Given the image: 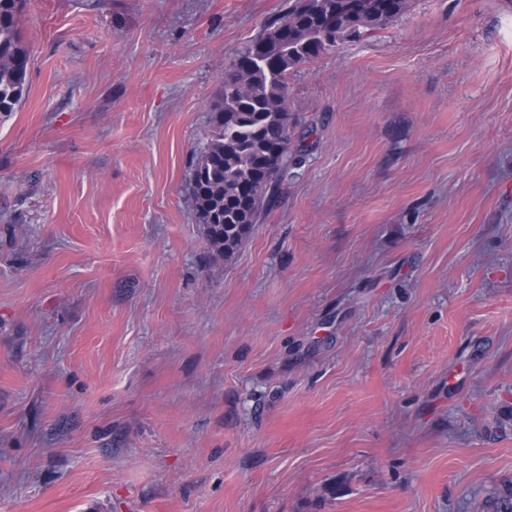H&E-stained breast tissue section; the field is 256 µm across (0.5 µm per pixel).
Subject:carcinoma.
I'll return each instance as SVG.
<instances>
[{"instance_id":"cac0c4a2","label":"carcinoma","mask_w":512,"mask_h":512,"mask_svg":"<svg viewBox=\"0 0 512 512\" xmlns=\"http://www.w3.org/2000/svg\"><path fill=\"white\" fill-rule=\"evenodd\" d=\"M349 16L339 0H288L270 23L225 68L212 106V131L196 156L190 190L212 255L238 250L275 195L280 172L303 161L314 127L288 109V77L339 44L385 28L408 0H368ZM24 0H0V112H13L27 93L30 51L19 27ZM488 512H512V487L495 493Z\"/></svg>"}]
</instances>
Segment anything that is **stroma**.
Masks as SVG:
<instances>
[{"instance_id": "35a3bbf8", "label": "stroma", "mask_w": 512, "mask_h": 512, "mask_svg": "<svg viewBox=\"0 0 512 512\" xmlns=\"http://www.w3.org/2000/svg\"><path fill=\"white\" fill-rule=\"evenodd\" d=\"M288 0H26L0 114V512H486L512 484V0L289 79L235 256L189 183Z\"/></svg>"}]
</instances>
